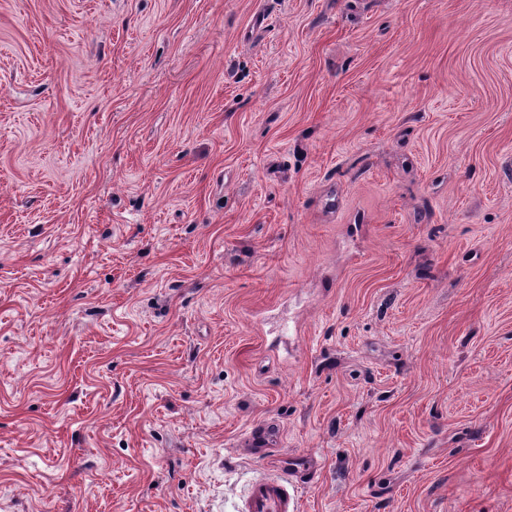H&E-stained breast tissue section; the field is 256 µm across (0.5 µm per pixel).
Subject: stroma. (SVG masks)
Returning <instances> with one entry per match:
<instances>
[{"instance_id": "obj_1", "label": "stroma", "mask_w": 512, "mask_h": 512, "mask_svg": "<svg viewBox=\"0 0 512 512\" xmlns=\"http://www.w3.org/2000/svg\"><path fill=\"white\" fill-rule=\"evenodd\" d=\"M269 422L512 512V0H0V512H239Z\"/></svg>"}]
</instances>
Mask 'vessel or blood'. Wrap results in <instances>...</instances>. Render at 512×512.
I'll return each instance as SVG.
<instances>
[{
  "mask_svg": "<svg viewBox=\"0 0 512 512\" xmlns=\"http://www.w3.org/2000/svg\"><path fill=\"white\" fill-rule=\"evenodd\" d=\"M280 430L265 425L251 431L248 445L265 454L279 439ZM300 482L294 470L279 468L276 474H261L248 487L242 512H299Z\"/></svg>",
  "mask_w": 512,
  "mask_h": 512,
  "instance_id": "vessel-or-blood-1",
  "label": "vessel or blood"
}]
</instances>
